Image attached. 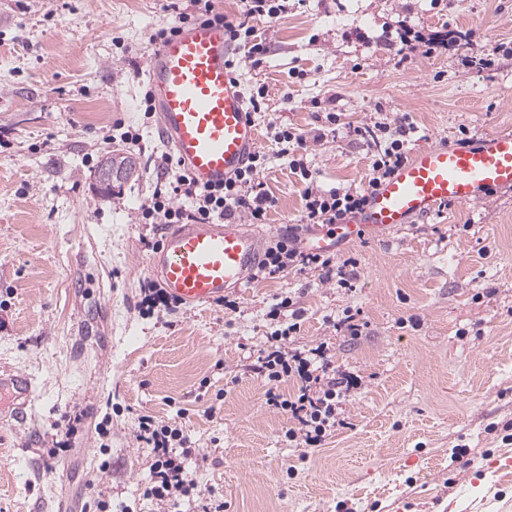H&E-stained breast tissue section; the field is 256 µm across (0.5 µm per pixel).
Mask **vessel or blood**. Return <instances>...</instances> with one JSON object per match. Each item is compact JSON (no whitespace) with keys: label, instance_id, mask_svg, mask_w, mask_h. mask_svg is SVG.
I'll list each match as a JSON object with an SVG mask.
<instances>
[{"label":"vessel or blood","instance_id":"1","mask_svg":"<svg viewBox=\"0 0 512 512\" xmlns=\"http://www.w3.org/2000/svg\"><path fill=\"white\" fill-rule=\"evenodd\" d=\"M236 50L217 23L199 22L160 45L147 59L159 133L201 186L224 182L259 146L240 82L229 62ZM512 191V131L486 134L466 147L440 144L416 150L380 182L363 211L313 231L307 248L332 251L342 242L406 227L442 203L469 205L489 189ZM264 233L243 224L166 226L149 268L167 292L188 306L248 286L265 248ZM18 411L31 402L28 375L0 371Z\"/></svg>","mask_w":512,"mask_h":512}]
</instances>
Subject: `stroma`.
<instances>
[{"mask_svg":"<svg viewBox=\"0 0 512 512\" xmlns=\"http://www.w3.org/2000/svg\"><path fill=\"white\" fill-rule=\"evenodd\" d=\"M189 9L0 0V368L33 380L24 418L0 394V512H82L98 481L112 512H158L143 495V414L187 428L205 454L187 466L224 512H512V191L339 245L338 260H357L348 288L307 267L236 290L233 312L209 302L141 313L162 233L138 209L169 150L140 110L146 58L151 35ZM254 26L269 51L239 80L266 90L255 122L270 156L260 179L277 200L267 230L299 223L304 204L273 125L307 136L299 154L326 190L367 182L357 126L409 117L412 152L512 130V55L463 64L512 42V0H288ZM403 28L419 41H386ZM424 39L443 47L425 56ZM330 110L341 114L334 136L310 140L316 113ZM126 124L139 145L122 141ZM111 151L132 155L137 173L104 200L97 171ZM281 296L304 312L294 347L327 342L360 379L345 426L318 447L288 441L292 420L247 369ZM349 311L361 336L334 327ZM82 410L72 453L50 457ZM455 452L465 462H451Z\"/></svg>","mask_w":512,"mask_h":512,"instance_id":"stroma-1","label":"stroma"}]
</instances>
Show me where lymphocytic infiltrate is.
Masks as SVG:
<instances>
[{
  "label": "lymphocytic infiltrate",
  "mask_w": 512,
  "mask_h": 512,
  "mask_svg": "<svg viewBox=\"0 0 512 512\" xmlns=\"http://www.w3.org/2000/svg\"><path fill=\"white\" fill-rule=\"evenodd\" d=\"M190 11L180 13L177 20L161 27L151 35L152 44L159 45L178 34L183 28L198 22L223 24L229 40L245 51V60L259 64L269 51L265 41L257 39L251 24L253 18H276L288 11V0H241L239 20H227L216 11L213 0H190ZM416 128L403 119L398 125L377 122L355 128L372 154L371 173L366 185L323 190L312 171L295 153L307 138L294 128L279 126L273 136L279 155L290 158L294 174L306 182L304 215L301 224L289 229L287 237L278 239L267 248L255 273L258 279H274L300 265L319 269L323 281H337L349 287L346 263L338 262L331 254L306 250L303 240L312 228L337 224L364 208L372 188L389 177L408 160L406 144ZM268 155L255 152L248 163L224 183L198 186L170 155H162L157 186L140 207V219L145 224L232 223L247 216L250 223L263 224L277 201L259 179ZM268 317L276 321L277 329L270 332L259 356L249 369L269 382L266 402L275 409L287 412L294 421L288 429V440L317 447L340 425L339 405L353 386V378L337 369L327 344L302 351L289 342L301 330L303 313L292 297L285 296L272 304ZM296 380L298 389L293 395L280 393L277 385L283 380ZM135 438L150 448L154 463L150 486L144 494L160 507V512H178L185 502L198 496V483L185 461L194 455L191 439L182 425L163 423L154 416L137 419Z\"/></svg>",
  "instance_id": "1"
}]
</instances>
